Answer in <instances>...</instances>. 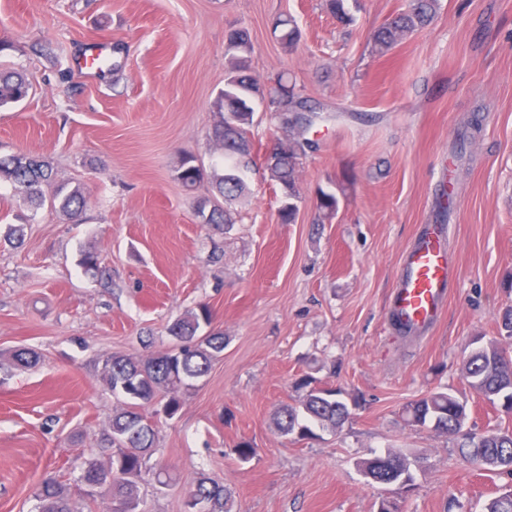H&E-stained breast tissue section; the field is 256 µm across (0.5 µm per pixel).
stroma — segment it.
I'll return each instance as SVG.
<instances>
[{"instance_id":"obj_1","label":"stroma","mask_w":512,"mask_h":512,"mask_svg":"<svg viewBox=\"0 0 512 512\" xmlns=\"http://www.w3.org/2000/svg\"><path fill=\"white\" fill-rule=\"evenodd\" d=\"M407 4L349 0L344 26L325 0H0V70L31 83L0 108V156L46 160L45 197L61 185L87 197L71 219L0 181V237L25 228L21 247L0 245V512H38L48 472L78 486L117 406L104 358L171 347L169 321L200 304L227 345L179 414L158 419L152 460L171 480L140 484L142 512H182L199 472L232 491L235 512H377L383 488L356 463L388 448L419 458L403 512H445L452 494L454 512H482L506 484L402 409L447 387L467 397L471 426L512 427L462 371L512 306V0H439L428 26L377 54L375 30ZM281 14L300 28L295 51L272 32ZM238 27L255 78L288 74L321 115L292 224L278 223L261 171L220 228L197 210L211 179L190 190L177 178L184 155L214 161L225 35ZM98 41L118 66L93 79L76 59ZM324 192L339 206L323 222ZM434 223L448 227L456 275L440 320L406 337L390 303L403 253ZM84 251L107 284L79 267ZM19 348L39 365L14 366ZM305 374L361 406L339 433L296 442L272 417ZM243 441L255 448L245 463Z\"/></svg>"}]
</instances>
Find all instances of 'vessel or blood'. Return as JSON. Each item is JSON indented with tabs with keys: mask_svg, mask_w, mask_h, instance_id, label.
I'll list each match as a JSON object with an SVG mask.
<instances>
[{
	"mask_svg": "<svg viewBox=\"0 0 512 512\" xmlns=\"http://www.w3.org/2000/svg\"><path fill=\"white\" fill-rule=\"evenodd\" d=\"M454 274L448 253V228L427 225L402 256L390 310L422 331L439 318Z\"/></svg>",
	"mask_w": 512,
	"mask_h": 512,
	"instance_id": "b4317fda",
	"label": "vessel or blood"
}]
</instances>
